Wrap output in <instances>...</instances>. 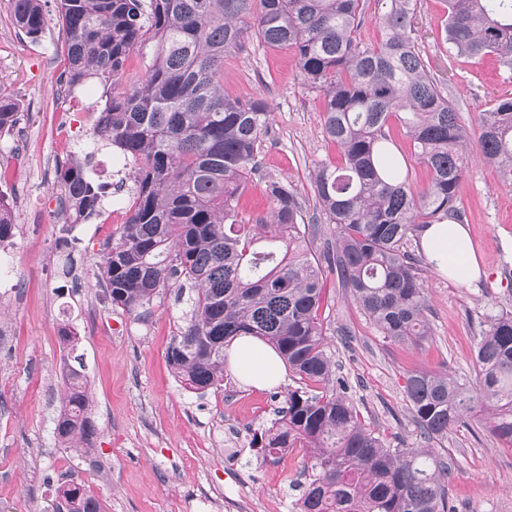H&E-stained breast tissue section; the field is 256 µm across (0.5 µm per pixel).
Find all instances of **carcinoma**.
Returning <instances> with one entry per match:
<instances>
[{"label":"carcinoma","mask_w":512,"mask_h":512,"mask_svg":"<svg viewBox=\"0 0 512 512\" xmlns=\"http://www.w3.org/2000/svg\"><path fill=\"white\" fill-rule=\"evenodd\" d=\"M381 39H357L370 2ZM442 42L464 57L496 58L512 79V0H443ZM65 34L68 91L89 84L106 93L94 141L117 148L137 167L129 217L119 241L106 244L101 278L112 304L141 313L161 290L193 291L190 318L167 351L187 387L224 382V344L256 336L272 345L299 386L288 391L277 426L258 454L275 461L297 443L310 454L300 485L303 512H454L449 484L458 467L436 449L393 448L365 428L336 378V362L318 312L325 270L336 272L379 332L399 343L430 335L419 259L408 244L427 224L463 223L459 188L470 133L443 82L416 48L417 0H56ZM20 32L45 30L42 0H10ZM268 47H291L306 85L323 97V130L344 163L322 162L312 178L315 205L265 170L267 98L224 93V57L247 30ZM154 43L152 65L128 72L132 53ZM126 82L123 91L118 90ZM395 116L430 172L417 194L394 155ZM12 95L0 89V133L19 123ZM479 153L512 186V97L480 113ZM94 153L60 169L74 224L100 212L108 189L86 176ZM263 183L269 216L238 219L239 197ZM328 225L319 254L302 226ZM13 220L0 192V241ZM471 386L446 372L416 371L406 400L420 437H448L477 408L495 412L492 432L512 445V314L481 331ZM68 393L55 434L90 442L83 369L68 368ZM67 512H104L83 488L64 491Z\"/></svg>","instance_id":"1"}]
</instances>
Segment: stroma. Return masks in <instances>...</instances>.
Returning <instances> with one entry per match:
<instances>
[{"label":"stroma","instance_id":"obj_1","mask_svg":"<svg viewBox=\"0 0 512 512\" xmlns=\"http://www.w3.org/2000/svg\"><path fill=\"white\" fill-rule=\"evenodd\" d=\"M39 40L22 35L8 0H0V87L17 101L21 121L0 133V184L12 208L13 236L25 286L0 292V512H55L60 489L75 482L99 498L105 512H288L299 498L293 483L305 482L307 448L279 463L262 461L251 440L270 427L295 388L293 373L257 388L225 369L220 388L186 389L171 371L166 352L190 315L188 296L161 291L137 316L112 304L97 280L106 241L119 236L108 213L114 200L129 201L134 170L113 148L96 151L89 173L108 185L100 215L85 221L75 255L57 248L66 232L56 215L63 203L57 170L68 152L92 146L91 96L64 90V34L56 0H45ZM442 0H418V46L442 75L470 135L479 114L512 97V82L499 76L492 58L447 53L439 36ZM224 90L242 100L265 95L272 116L266 168L313 200L311 175L325 161L340 162L338 147L324 134L323 100L308 90L293 49L270 48L248 37L242 51L224 61ZM393 150L409 170L414 191L429 182L411 140L390 119ZM467 226L485 269L477 282L453 281L430 265L421 278L430 310L431 334L417 344L384 336L349 293L327 272L321 318L335 356L336 376L364 421L394 447H421L405 398L415 370H443L474 378V346L481 323L512 311V188L502 186L494 166L470 157L460 185ZM74 330L76 342L61 339ZM83 358L94 454L86 458L58 442L55 420L67 385L64 355ZM491 411H474L448 433L458 469L450 483L456 512H512V446L491 431ZM232 500H225V491Z\"/></svg>","mask_w":512,"mask_h":512}]
</instances>
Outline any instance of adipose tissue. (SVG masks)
Wrapping results in <instances>:
<instances>
[{
  "instance_id": "1",
  "label": "adipose tissue",
  "mask_w": 512,
  "mask_h": 512,
  "mask_svg": "<svg viewBox=\"0 0 512 512\" xmlns=\"http://www.w3.org/2000/svg\"><path fill=\"white\" fill-rule=\"evenodd\" d=\"M421 242L430 261L449 278L466 283L479 277L473 242L464 225L451 222L429 225L421 235ZM227 354L234 373L245 384L263 387L285 376V365L275 348L256 337L234 338Z\"/></svg>"
}]
</instances>
